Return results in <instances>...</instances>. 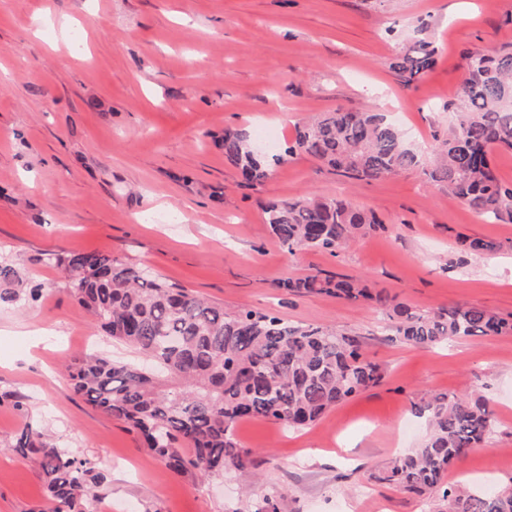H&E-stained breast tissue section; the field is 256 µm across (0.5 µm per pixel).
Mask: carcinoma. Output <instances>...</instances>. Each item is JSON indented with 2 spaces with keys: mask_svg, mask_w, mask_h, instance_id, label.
<instances>
[{
  "mask_svg": "<svg viewBox=\"0 0 512 512\" xmlns=\"http://www.w3.org/2000/svg\"><path fill=\"white\" fill-rule=\"evenodd\" d=\"M421 20L404 51L390 61L406 85L436 63L438 48L423 35ZM466 74L448 109L458 116L425 166L421 154L381 112L338 109L298 126L285 154L260 155L245 132L224 130V156L248 185L263 182L284 156L305 154L342 176L378 180L421 167L427 179L487 219L512 223V184L492 165L497 152H512V50L466 54ZM271 234L291 255L303 250L335 254L356 236L382 226L377 215L351 203L307 198L264 207ZM469 254L499 245L458 238ZM78 307L92 315L104 340L129 347L141 362L97 353L74 359L69 377L76 394L102 413L124 420L142 447L179 475H220L228 465L251 462L234 428L264 419L299 429L351 400L382 379L358 337L334 328L294 325L272 310H226L187 289L97 251L53 257ZM296 295H328L377 303L388 330L414 346H434L472 336L512 334V315L465 304L418 312L356 279L316 272L278 282ZM42 289L25 285L16 268L0 262V305L38 301ZM426 420L425 442L396 456L371 478L400 491L424 494L439 487L448 467L482 444L494 417L480 397L433 393L414 406ZM15 453L32 460L42 479L49 512H98L104 475L52 442L40 429L22 427ZM446 512H512V491L491 493L465 485L442 492Z\"/></svg>",
  "mask_w": 512,
  "mask_h": 512,
  "instance_id": "carcinoma-1",
  "label": "carcinoma"
}]
</instances>
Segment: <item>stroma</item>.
<instances>
[{"instance_id": "1", "label": "stroma", "mask_w": 512, "mask_h": 512, "mask_svg": "<svg viewBox=\"0 0 512 512\" xmlns=\"http://www.w3.org/2000/svg\"><path fill=\"white\" fill-rule=\"evenodd\" d=\"M439 48L413 84L390 69L418 19ZM512 46V0H0V261L43 298L0 305V512H42L36 467L11 443L27 423L88 459L107 482L100 512H421L423 497L371 480L425 436L428 393L483 397L496 424L447 482L512 488V335L401 343L364 302L294 296L277 281L316 271L357 277L425 311L467 304L512 313V223H492L413 169L349 179L297 155L247 187L225 159V128L280 152L308 117L390 113L431 150L453 115L470 51ZM279 132L264 141L259 128ZM342 197L383 228L337 255L287 257L265 222L271 200ZM499 243L480 257L457 236ZM99 251L234 309L357 334L381 382L291 431L235 429L250 464L178 475L126 424L75 394L72 359L101 331L49 255Z\"/></svg>"}]
</instances>
